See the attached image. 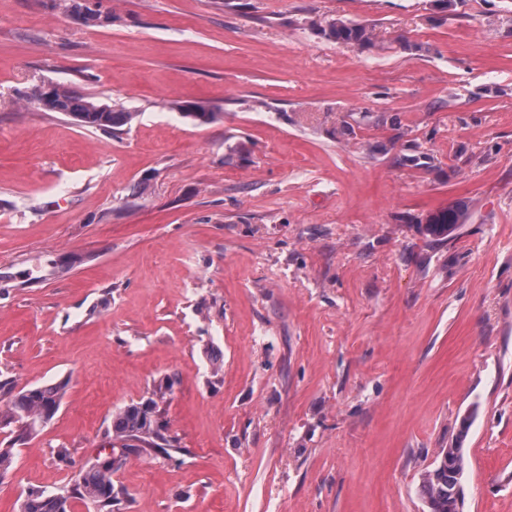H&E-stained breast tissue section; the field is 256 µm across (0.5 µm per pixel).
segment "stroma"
I'll list each match as a JSON object with an SVG mask.
<instances>
[{
	"label": "stroma",
	"mask_w": 512,
	"mask_h": 512,
	"mask_svg": "<svg viewBox=\"0 0 512 512\" xmlns=\"http://www.w3.org/2000/svg\"><path fill=\"white\" fill-rule=\"evenodd\" d=\"M102 7L0 0V381L66 384L0 512L66 492L162 383L182 452L130 454L122 512H427L443 448L464 512H512V0ZM336 18L377 47L310 26ZM37 84L135 118L81 126ZM63 7L66 10L78 13L85 25L90 27L103 26L112 20V15L103 13L99 8V3L90 6L77 0H63ZM311 26L319 34L336 43L359 49H366L375 45L376 34L374 28L368 23L336 18L326 22L324 26L311 21ZM171 106L178 110L183 117L189 118L197 124H211L220 119V112H213L207 106L198 102L175 101ZM467 209L464 203L455 202L448 207L440 209L426 217L425 228L429 235L437 241L450 238L456 231L458 224H465ZM449 456L451 461L439 464V459ZM465 472L464 451L461 448L440 449L434 467L421 479L420 493L429 505V512H458L457 496Z\"/></svg>",
	"instance_id": "obj_1"
}]
</instances>
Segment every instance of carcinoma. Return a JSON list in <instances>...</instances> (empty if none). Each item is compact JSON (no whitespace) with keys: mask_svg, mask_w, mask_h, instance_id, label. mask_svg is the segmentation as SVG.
Instances as JSON below:
<instances>
[{"mask_svg":"<svg viewBox=\"0 0 512 512\" xmlns=\"http://www.w3.org/2000/svg\"><path fill=\"white\" fill-rule=\"evenodd\" d=\"M63 7L80 15L85 25L98 27L112 21L99 4L89 5L80 0H63ZM311 26L325 38L356 47L375 45L374 28L349 19L336 18L324 25L311 22ZM171 106L184 117L204 125L220 119V113L198 102L175 101ZM50 112H60L74 118L82 125L105 132L118 130L132 122L135 113L117 104L97 101L79 91L57 85L52 92ZM464 203L455 202L426 217L425 228L429 235L441 241L451 237L458 225L466 223ZM65 383L55 382L22 389L0 411V430H7L10 441L0 448V480L14 469L13 445L27 439L43 428L57 413L64 395ZM168 385L160 384L156 398L128 405L112 418L108 444L111 453H98L94 462L79 471L73 484L64 494H48L32 490L20 502L18 512H71V501L79 500L92 505L95 512H120L128 497L127 491L116 485L112 475L121 467L131 452L154 453L166 457L174 450L173 440L163 432L159 421L158 400L164 398ZM448 456L445 465L435 464L421 479L420 493L428 504L429 512H458L457 496L461 492L465 472L464 451L461 448H442L437 458Z\"/></svg>","mask_w":512,"mask_h":512,"instance_id":"cac0c4a2","label":"carcinoma"}]
</instances>
